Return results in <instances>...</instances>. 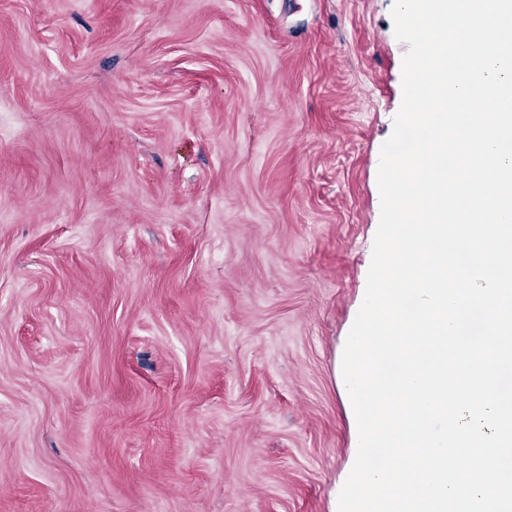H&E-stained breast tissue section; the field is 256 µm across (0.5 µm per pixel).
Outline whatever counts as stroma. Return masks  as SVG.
Returning <instances> with one entry per match:
<instances>
[{
    "mask_svg": "<svg viewBox=\"0 0 512 512\" xmlns=\"http://www.w3.org/2000/svg\"><path fill=\"white\" fill-rule=\"evenodd\" d=\"M395 0H0V512H331Z\"/></svg>",
    "mask_w": 512,
    "mask_h": 512,
    "instance_id": "35a3bbf8",
    "label": "stroma"
}]
</instances>
